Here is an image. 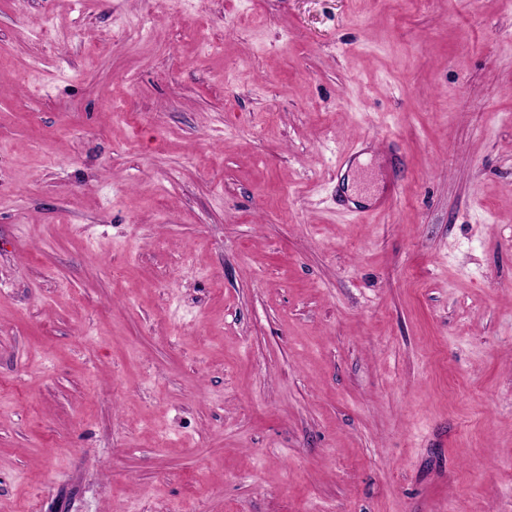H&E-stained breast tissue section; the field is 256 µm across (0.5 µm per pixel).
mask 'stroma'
<instances>
[{"instance_id": "35a3bbf8", "label": "stroma", "mask_w": 512, "mask_h": 512, "mask_svg": "<svg viewBox=\"0 0 512 512\" xmlns=\"http://www.w3.org/2000/svg\"><path fill=\"white\" fill-rule=\"evenodd\" d=\"M181 503L512 512V0H0V512Z\"/></svg>"}]
</instances>
